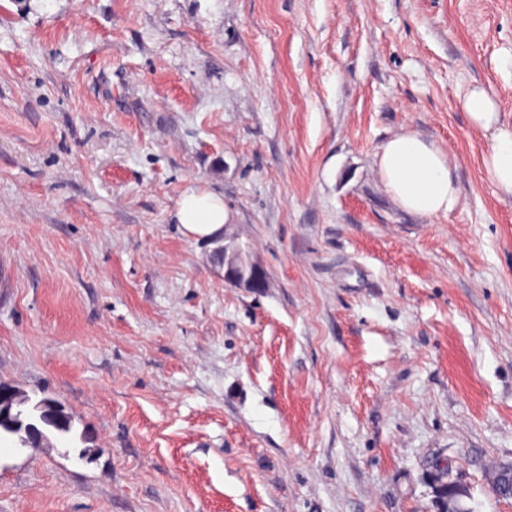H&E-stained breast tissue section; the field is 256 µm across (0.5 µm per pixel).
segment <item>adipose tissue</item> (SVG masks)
<instances>
[{"label":"adipose tissue","mask_w":512,"mask_h":512,"mask_svg":"<svg viewBox=\"0 0 512 512\" xmlns=\"http://www.w3.org/2000/svg\"><path fill=\"white\" fill-rule=\"evenodd\" d=\"M463 107L475 125L491 133L485 157L490 179L512 194V128L499 126L496 106L482 88L470 89ZM378 167L386 189L409 212L432 216L449 211L458 200L446 156L416 134L388 140L378 154ZM172 218L186 237L212 240L222 236L228 215L222 195L190 189L177 202Z\"/></svg>","instance_id":"adipose-tissue-1"}]
</instances>
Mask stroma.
Here are the masks:
<instances>
[{"label": "stroma", "mask_w": 512, "mask_h": 512, "mask_svg": "<svg viewBox=\"0 0 512 512\" xmlns=\"http://www.w3.org/2000/svg\"><path fill=\"white\" fill-rule=\"evenodd\" d=\"M512 0H0V382L74 432L0 447V512H474L512 462ZM415 133L459 198L377 165ZM223 195L268 277L185 237ZM463 107L475 125L491 131L486 171L502 191L512 194V128L499 126L496 106L482 88L470 89L464 96ZM377 163L386 189L407 211L432 216L457 203L446 156L418 135L403 133L388 140ZM172 218L176 224H180L186 237L212 240L222 236L228 215L222 195L189 189L177 202ZM228 245L224 244V280L254 292L267 288V278L262 268L250 262L239 249L228 250Z\"/></svg>", "instance_id": "stroma-1"}]
</instances>
